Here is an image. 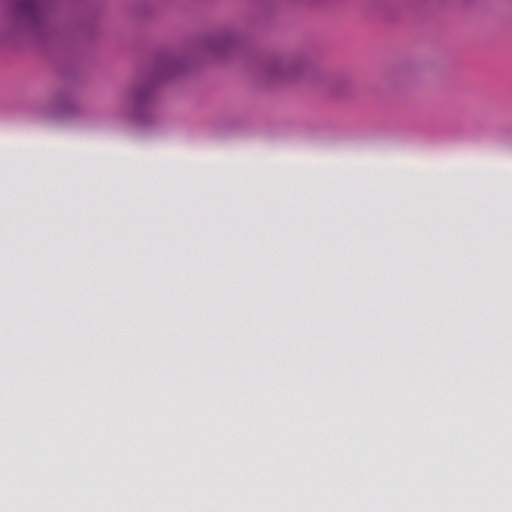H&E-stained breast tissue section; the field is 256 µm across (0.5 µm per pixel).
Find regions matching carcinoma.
I'll list each match as a JSON object with an SVG mask.
<instances>
[{
    "mask_svg": "<svg viewBox=\"0 0 512 512\" xmlns=\"http://www.w3.org/2000/svg\"><path fill=\"white\" fill-rule=\"evenodd\" d=\"M109 5L110 0H94L92 9L88 10L82 3L58 2L51 6L49 0H11L7 23H0V49L26 44L51 56L56 65L66 71L77 57L91 53L93 37L99 35L100 18ZM278 7V0H251L257 19L271 15ZM244 50L241 32L224 26L213 27L202 36L186 38L180 49H158L146 61L131 90L133 101L146 113L154 106L162 87L196 68L197 58L224 60ZM306 68L303 59L296 60L286 71L275 57L266 56L262 60V72L273 82L285 76L291 81Z\"/></svg>",
    "mask_w": 512,
    "mask_h": 512,
    "instance_id": "obj_1",
    "label": "carcinoma"
}]
</instances>
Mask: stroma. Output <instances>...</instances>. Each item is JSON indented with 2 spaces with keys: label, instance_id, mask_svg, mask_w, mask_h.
<instances>
[{
  "label": "stroma",
  "instance_id": "stroma-1",
  "mask_svg": "<svg viewBox=\"0 0 512 512\" xmlns=\"http://www.w3.org/2000/svg\"><path fill=\"white\" fill-rule=\"evenodd\" d=\"M135 2L103 22L96 53L112 71L99 78L62 76L23 45L1 51L0 127L165 148L219 141L240 158L220 171L126 156L118 187L109 157L0 159V177L23 191L0 207V251L24 245L21 261L44 271L0 278V312L15 325L0 357L67 374L62 388L0 398V512H282L298 488L312 492L304 512H484L479 486L512 466L504 409L377 389L399 365L445 377L479 357L512 374V218L489 197L460 223L462 172L436 191L402 171L368 184L350 162L321 184L281 162L251 182L236 170L272 142L382 156L512 149V0H427L412 15L372 0L279 11L256 48L286 65L308 57L310 77L269 85L249 59H230L164 92L145 128L130 122L123 89L166 44L168 18H142ZM435 191L439 205L424 206ZM58 193L70 208H46ZM404 195L420 205L397 226ZM459 247L467 264L450 266ZM218 358L204 390L123 383L159 361ZM246 361L285 379L341 367L363 383L241 391L225 376ZM25 415L46 424L37 444ZM147 457L182 487L147 479ZM414 468L426 482L410 495L402 477ZM459 473L477 477L460 494L448 487ZM84 475L91 487L78 485Z\"/></svg>",
  "mask_w": 512,
  "mask_h": 512
}]
</instances>
